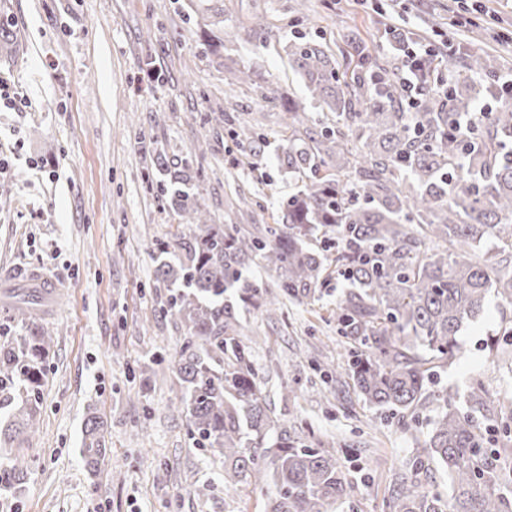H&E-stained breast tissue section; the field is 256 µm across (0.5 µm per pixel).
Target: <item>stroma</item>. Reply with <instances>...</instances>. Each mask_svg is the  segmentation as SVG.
Here are the masks:
<instances>
[{
  "label": "stroma",
  "instance_id": "stroma-1",
  "mask_svg": "<svg viewBox=\"0 0 512 512\" xmlns=\"http://www.w3.org/2000/svg\"><path fill=\"white\" fill-rule=\"evenodd\" d=\"M20 32L15 58L0 59L9 103L0 102V271L55 278L57 294L39 315L53 342L37 431L24 454L21 488L0 483V512H266L267 498L243 481L224 488V462L193 443L186 417L170 409L179 390L169 365L150 380L139 369L154 353H174L182 326L162 314L168 290L155 275L153 242L177 222L143 180L156 153L191 159L193 186L215 224H269L288 180L272 159L241 156L232 128L207 122L227 103L257 114L272 149L283 150L277 89L308 100L284 46L295 33L319 39L349 69L365 43L377 66L399 72L389 26L445 53L496 56L512 68V0L468 9L487 29L450 28L453 0H224V61L215 63L197 33L205 0H7ZM266 18L268 30L253 23ZM257 72L243 84L240 69ZM205 155H196L198 142ZM339 291L328 283L313 304L287 303L286 318L246 312L257 381L289 430L329 438L350 482L351 512H386V501L415 442L397 418L368 408L335 359ZM511 307L490 297L462 331L461 357L436 386L464 406L471 383L512 397V364L489 357ZM104 424L107 455L97 472L83 461L87 416Z\"/></svg>",
  "mask_w": 512,
  "mask_h": 512
}]
</instances>
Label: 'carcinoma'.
Instances as JSON below:
<instances>
[{
    "label": "carcinoma",
    "mask_w": 512,
    "mask_h": 512,
    "mask_svg": "<svg viewBox=\"0 0 512 512\" xmlns=\"http://www.w3.org/2000/svg\"><path fill=\"white\" fill-rule=\"evenodd\" d=\"M208 11L206 43L222 60L224 9ZM18 47L0 3V55ZM288 59L321 113L310 115L291 95L270 96L285 106L288 148L277 160L294 182L275 223H208L201 205L189 203L199 171L156 154L163 172L157 192L190 226L157 238L155 247L168 312L185 328L172 359L181 388L174 410L188 419L197 445L224 457V483L251 479L266 492L267 512H342L346 475L324 441L295 436L272 416L239 315L251 306L271 318L288 301H315L334 278L345 284L336 312L345 373L363 400L415 431L420 412L435 406L388 512H512V490L504 489L512 470L502 465L512 455V411L497 409L481 381L468 391L466 412L431 387L488 296L512 306V104L475 120L479 94L495 87L500 63L476 53L432 57L431 70L452 77L448 96L428 81L410 111L393 78L374 85L342 72L314 39L288 41ZM222 120L237 126L244 154L268 148L251 120L208 116ZM486 239L494 247L477 253ZM170 254L176 262L167 261ZM253 263L277 274L273 286L247 275ZM35 305L34 294H22L13 311L27 321L26 334L0 344V407H12L0 421V449L22 447L37 430L53 337L31 320ZM503 323L502 335L487 344L491 351L512 346V318ZM82 454L91 470L107 454L95 417L85 423ZM29 468L25 456H14L10 483L21 485ZM434 468L448 476L445 496L426 486Z\"/></svg>",
    "instance_id": "1"
}]
</instances>
